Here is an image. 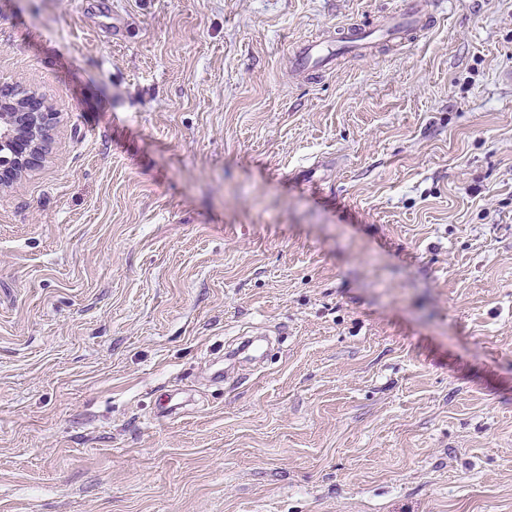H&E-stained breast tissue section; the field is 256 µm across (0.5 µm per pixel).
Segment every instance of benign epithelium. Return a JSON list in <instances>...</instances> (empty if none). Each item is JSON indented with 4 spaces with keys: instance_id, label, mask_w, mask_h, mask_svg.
Here are the masks:
<instances>
[{
    "instance_id": "7a95c632",
    "label": "benign epithelium",
    "mask_w": 512,
    "mask_h": 512,
    "mask_svg": "<svg viewBox=\"0 0 512 512\" xmlns=\"http://www.w3.org/2000/svg\"><path fill=\"white\" fill-rule=\"evenodd\" d=\"M52 120L53 112L42 95L0 101V185L35 164Z\"/></svg>"
}]
</instances>
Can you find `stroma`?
<instances>
[{
	"instance_id": "stroma-1",
	"label": "stroma",
	"mask_w": 512,
	"mask_h": 512,
	"mask_svg": "<svg viewBox=\"0 0 512 512\" xmlns=\"http://www.w3.org/2000/svg\"><path fill=\"white\" fill-rule=\"evenodd\" d=\"M406 2L0 0V512H512V0L294 57ZM414 4L415 7L411 11L392 16L379 28H376L368 34L353 35L349 38H345L343 44L336 45V48L329 45L324 46L322 43H317L316 41L304 42L297 48L295 54L297 65L300 68H304L309 63L329 64L335 59V54L339 53L342 49L365 47L368 44L367 40L375 34L392 39L400 38L411 28L410 22L412 16L420 7L419 2H414ZM25 97L26 102H21ZM53 113L46 97L39 94L14 98L11 103L0 101V185L12 183L18 173L35 164Z\"/></svg>"
}]
</instances>
